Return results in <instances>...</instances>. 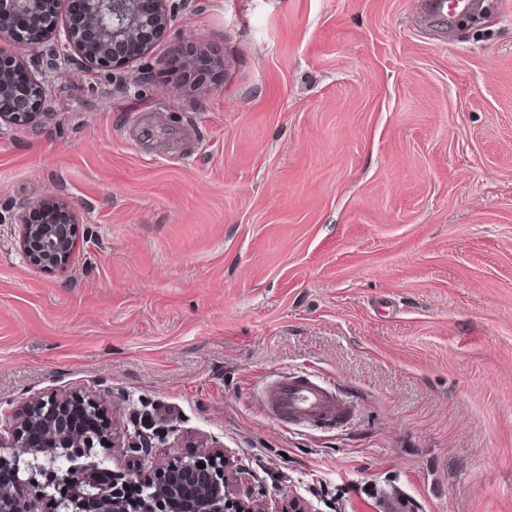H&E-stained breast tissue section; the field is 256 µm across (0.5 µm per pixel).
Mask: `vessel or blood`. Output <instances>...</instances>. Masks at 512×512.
<instances>
[{
	"label": "vessel or blood",
	"mask_w": 512,
	"mask_h": 512,
	"mask_svg": "<svg viewBox=\"0 0 512 512\" xmlns=\"http://www.w3.org/2000/svg\"><path fill=\"white\" fill-rule=\"evenodd\" d=\"M475 0H428L429 13L455 16L473 8ZM260 399L278 423L315 426L342 423L351 406L317 375L285 373L263 384Z\"/></svg>",
	"instance_id": "b4317fda"
}]
</instances>
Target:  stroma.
<instances>
[{
	"label": "stroma",
	"instance_id": "35a3bbf8",
	"mask_svg": "<svg viewBox=\"0 0 512 512\" xmlns=\"http://www.w3.org/2000/svg\"><path fill=\"white\" fill-rule=\"evenodd\" d=\"M483 2L188 0L139 94L25 53L52 115L0 126V410L86 392L319 512H512V0ZM51 197L65 269L19 249ZM306 369L344 427L263 412ZM475 0H429L428 11L431 14L447 15L448 24L458 14L473 8ZM18 214L21 224L20 250L25 260L33 266L52 265L65 269L75 260L77 215L70 207L54 199H46L22 206ZM39 209L42 220L30 224L31 211ZM68 223V224H63Z\"/></svg>",
	"mask_w": 512,
	"mask_h": 512
}]
</instances>
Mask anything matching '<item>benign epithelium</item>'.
Masks as SVG:
<instances>
[{
  "label": "benign epithelium",
  "instance_id": "1",
  "mask_svg": "<svg viewBox=\"0 0 512 512\" xmlns=\"http://www.w3.org/2000/svg\"><path fill=\"white\" fill-rule=\"evenodd\" d=\"M81 21H59L57 0H0V39L13 38L26 51L46 59V68L76 55L87 71L122 72L126 89L140 91L142 79L128 71L132 60L144 55L185 9L188 0H72ZM48 114L44 80L29 75L16 56H0V124L26 125ZM39 209L42 220L29 221ZM20 250L37 267L65 269L75 260L78 218L70 207L46 199L21 207ZM102 416L100 400L73 394L42 397L31 403L18 419L0 412V468L12 473V482L0 485V512H282L252 493V475L230 469L224 450L210 447L199 454L153 457L154 440L137 423L124 430L122 441L111 429L86 432L69 429L64 420L72 411ZM100 447L103 454L94 452ZM137 455V472H112L109 484L100 472L115 449ZM204 467H198V464ZM192 472L195 492L185 495L180 475ZM130 479L140 483V495L130 499L123 486Z\"/></svg>",
  "mask_w": 512,
  "mask_h": 512
}]
</instances>
